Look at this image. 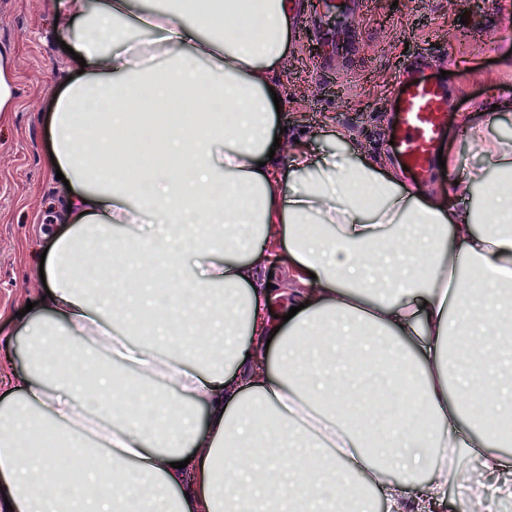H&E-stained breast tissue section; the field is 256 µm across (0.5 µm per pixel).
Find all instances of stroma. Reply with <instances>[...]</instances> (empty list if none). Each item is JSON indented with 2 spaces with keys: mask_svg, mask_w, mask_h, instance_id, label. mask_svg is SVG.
Segmentation results:
<instances>
[{
  "mask_svg": "<svg viewBox=\"0 0 512 512\" xmlns=\"http://www.w3.org/2000/svg\"><path fill=\"white\" fill-rule=\"evenodd\" d=\"M346 27L359 41L355 51L320 68L329 51L310 28L291 41L275 76L282 90L280 149L285 162L291 145L313 150L343 149L349 158L375 155L393 160L390 130L397 114L394 92L400 76L422 61L449 92L448 132L442 143L449 165L414 185L417 193L451 197V183L469 167L482 164L476 147L458 132L461 113L473 114L489 135L512 136V113L479 112L490 92L512 95V15L501 0H369L367 9L348 17ZM0 49L12 56L17 105L0 122V339L19 344V311L44 292L31 252L50 249L40 227L52 226L58 181L46 164L51 151L49 117L61 80L73 64L63 51L46 0H0ZM348 139L338 142L336 131ZM271 280L280 298L274 314L286 315L302 285L286 251L258 274Z\"/></svg>",
  "mask_w": 512,
  "mask_h": 512,
  "instance_id": "35a3bbf8",
  "label": "stroma"
}]
</instances>
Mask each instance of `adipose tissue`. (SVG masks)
<instances>
[{"label": "adipose tissue", "mask_w": 512, "mask_h": 512, "mask_svg": "<svg viewBox=\"0 0 512 512\" xmlns=\"http://www.w3.org/2000/svg\"><path fill=\"white\" fill-rule=\"evenodd\" d=\"M50 8L86 66L50 118L70 188L49 295L19 329L24 368L0 358V512H372L380 499L440 512L452 486L487 512V479L512 460L482 416L512 405L471 394L512 333V138L460 115L488 164L459 177L450 205L339 151L299 147L277 167L269 89L298 19L288 0ZM123 23L154 37L113 47ZM105 102L116 143L143 126L132 102L198 117L166 135L156 167L116 154L99 180L84 145L100 140L87 117ZM273 244L307 303L280 325L253 281ZM47 435L91 465H61L38 447ZM228 448L239 455L224 469Z\"/></svg>", "instance_id": "adipose-tissue-1"}]
</instances>
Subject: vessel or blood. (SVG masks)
I'll list each match as a JSON object with an SVG mask.
<instances>
[{"label": "vessel or blood", "instance_id": "b4317fda", "mask_svg": "<svg viewBox=\"0 0 512 512\" xmlns=\"http://www.w3.org/2000/svg\"><path fill=\"white\" fill-rule=\"evenodd\" d=\"M365 4L366 0H336L337 24L329 28L322 21H315L317 34L328 43L356 48V36L343 26L342 20L363 10ZM397 101L394 148L408 173L419 180L433 168L437 149L448 125L445 88L422 69L414 68L399 81Z\"/></svg>", "mask_w": 512, "mask_h": 512}]
</instances>
